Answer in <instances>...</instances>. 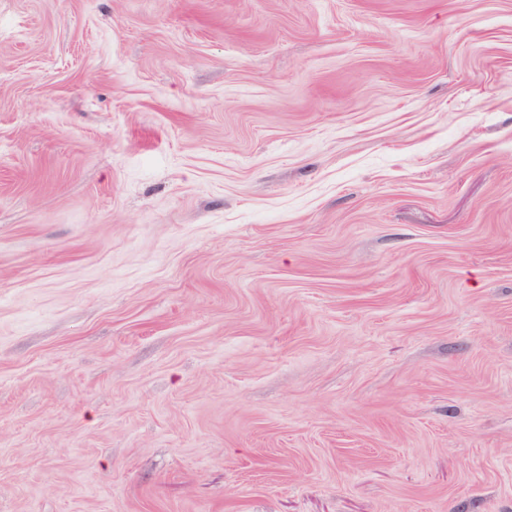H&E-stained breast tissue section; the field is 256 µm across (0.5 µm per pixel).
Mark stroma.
Instances as JSON below:
<instances>
[{
	"label": "stroma",
	"instance_id": "obj_1",
	"mask_svg": "<svg viewBox=\"0 0 512 512\" xmlns=\"http://www.w3.org/2000/svg\"><path fill=\"white\" fill-rule=\"evenodd\" d=\"M0 512H512V0H0Z\"/></svg>",
	"mask_w": 512,
	"mask_h": 512
}]
</instances>
